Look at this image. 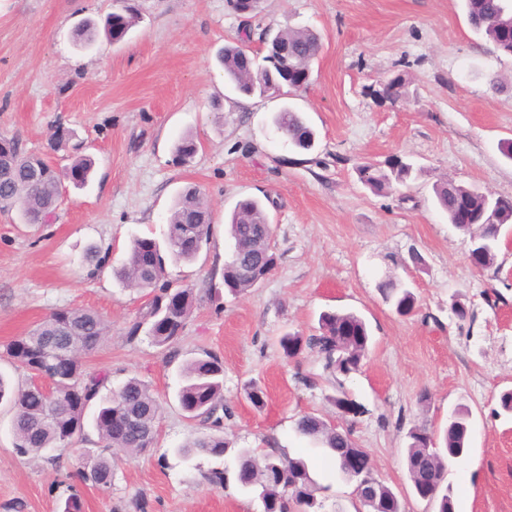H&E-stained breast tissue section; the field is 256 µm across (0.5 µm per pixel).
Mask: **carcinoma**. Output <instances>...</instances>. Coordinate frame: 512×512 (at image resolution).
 Wrapping results in <instances>:
<instances>
[{"instance_id":"cac0c4a2","label":"carcinoma","mask_w":512,"mask_h":512,"mask_svg":"<svg viewBox=\"0 0 512 512\" xmlns=\"http://www.w3.org/2000/svg\"><path fill=\"white\" fill-rule=\"evenodd\" d=\"M474 32L492 43L497 51L512 56V0H464ZM137 16L131 7L112 12L98 21H86L73 31L74 45L92 49L99 36L122 41L135 26ZM286 56L276 65L247 53L243 46H224L220 63L224 76L245 96L265 92L269 85L288 84V74H311V64L320 54L321 38L304 28L282 31ZM406 81L398 74L389 79L379 95L392 102L402 97ZM275 132L301 151L314 147L316 133L303 118L286 105L273 116ZM9 152H0V212L20 211L27 224H43L54 213L61 198L62 184L54 169L40 156L24 150L19 140L9 139ZM198 151L196 141L182 137L175 146L173 163L184 164ZM92 169L89 158L75 160L69 168V181L84 185ZM360 181L374 194H386L405 185L417 172L413 164L399 157L384 166L364 163L357 168ZM439 207L448 222L471 234L482 244L481 268L494 264L504 226L512 224V200L464 186L452 180L433 185ZM467 203L471 212L492 217V221L471 229L460 223L457 203ZM272 224L268 210L254 198L239 201L233 209L228 233L232 241L230 261L224 265V287L238 295L248 291L272 272L277 263L271 247ZM212 233V217L205 195L189 187L179 195L168 219L164 240L148 236L132 239L127 258L115 269L118 281L147 292L148 301L138 320L128 330V339L145 335L157 347L175 344L192 314L193 288H174L168 280L166 258L191 262ZM385 303L401 314L416 308L415 294L402 283L388 280L380 285ZM107 335V327L94 312L62 309L51 312L32 330L14 339L7 347L11 364L26 371L37 368L54 388L46 396L27 385L17 388L0 372V404L12 411L11 428L15 449L23 456L44 457L49 448H67L83 439L87 411L95 409L93 425L101 450H88L94 464L96 482L112 488L113 459L120 453L141 454L158 445L161 403L145 381L131 377L119 388L102 394L104 380L85 377L82 356L96 350ZM287 358L315 351L324 369L335 378L337 409L349 404L342 378L359 372L367 358L371 334L366 322L354 312L324 311L315 334H286L279 341ZM180 379L177 400L186 416L198 422L201 432L174 453L188 462L199 457L221 459L232 456L235 486L245 494L255 493L263 512H320L318 494L327 488L311 476L306 459L291 456L279 448H237L224 436V419L231 416L224 402V365L220 358L204 351L178 366ZM470 411L454 409L442 431L435 433L415 426L409 439L405 464L412 492L429 488L436 492L431 503L437 512H453L452 492L444 484L448 462L469 450ZM295 432L317 448L325 449L335 462L349 448L356 447L348 425L332 423L314 413H305L295 422ZM374 512H406V504L384 483L376 487Z\"/></svg>"}]
</instances>
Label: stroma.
<instances>
[{
    "label": "stroma",
    "instance_id": "1",
    "mask_svg": "<svg viewBox=\"0 0 512 512\" xmlns=\"http://www.w3.org/2000/svg\"><path fill=\"white\" fill-rule=\"evenodd\" d=\"M127 2L138 21L123 42L76 48L71 32L80 21ZM246 27L255 53L268 28L320 33L309 86L279 96L236 93L217 54ZM397 74L405 99L377 98ZM286 105L315 129L312 151H295L275 134L272 117ZM57 124L71 139L54 150L48 138ZM186 134L198 152L178 166L173 148ZM1 135L44 156L58 175L79 153L94 169L86 185L64 184L53 223L0 214V370L28 383V372L12 369L7 344L53 310L91 309L110 331L86 355V375L104 377L109 389L139 377L164 410L157 451L115 458L105 491L79 474L85 450L99 447L93 425L84 441L60 449L55 467L16 452L12 413L1 406L0 512H62L73 493L82 512H136L140 502L147 512H257L235 485L207 480L214 461L172 456L199 427L178 405L167 350L143 336L128 339L145 296L112 274L133 237L162 238L180 192L192 185L205 193L213 234L193 263L168 266L170 280L196 294L175 348L183 360L204 350L221 357L234 412L226 437L239 447L304 454L329 488L323 512H355L352 485L294 431L304 413L337 419L330 378L315 355L289 359L279 346L286 333H314L321 312L353 311L373 345L344 386L365 408L354 438L376 477L409 512H435L411 492L407 433L442 428L464 406L472 412L469 452L449 462L445 477L454 512H512V418L497 412L501 392L512 389V236L502 235L492 267L475 269L469 233L449 224L432 191L450 179L512 198V162L499 149L512 139V57L480 40L462 0H260L248 19L229 0H0ZM392 156L421 173L409 186L373 194L357 168ZM246 197L270 198L278 261L235 296L222 289L226 221ZM91 245L97 255L89 261ZM416 252L423 264L412 262ZM388 278L416 294L412 314L397 315L382 301L378 285ZM214 288L221 303L210 297ZM492 291L499 300H487ZM458 303L470 319L457 318ZM252 381L266 393L259 410L245 396Z\"/></svg>",
    "mask_w": 512,
    "mask_h": 512
}]
</instances>
